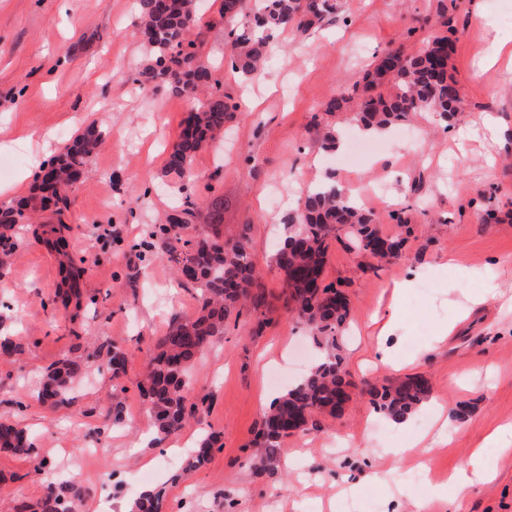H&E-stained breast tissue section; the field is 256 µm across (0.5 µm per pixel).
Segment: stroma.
<instances>
[{"label": "stroma", "mask_w": 512, "mask_h": 512, "mask_svg": "<svg viewBox=\"0 0 512 512\" xmlns=\"http://www.w3.org/2000/svg\"><path fill=\"white\" fill-rule=\"evenodd\" d=\"M331 19L297 36L275 34L261 79L243 83L227 71L223 26L200 27L212 76L239 109L220 141L198 153L189 177L164 173L167 156L190 114V100L169 89L137 90L131 81L143 60L133 21V0H0V205L15 203L8 189L24 172L38 173L85 124L106 133L71 195L66 248L84 258V288L91 302L77 322L55 304L60 285L56 255L34 241L28 226L0 278V327L18 336L23 351L0 361V422L27 429L38 453L27 457L0 449V512H15L45 493L52 473L78 472L84 493L74 512H120L144 486L166 491L165 512H343L337 476L355 481L362 512H413L427 490L401 473L415 463L405 440L376 411L365 383L399 382L424 375L429 398L414 421L433 422L435 410L448 419L451 443L427 458L432 478L450 469L493 429L512 422V0H334ZM455 34H448V27ZM451 42L449 71L464 110L451 125L417 113L409 127L371 138L369 158L351 161L348 144L357 126L352 110L328 113L324 103L336 88L360 79L390 49L420 53L436 36ZM420 131L417 152L404 148L405 129ZM335 131V150L321 147ZM341 180L352 196L382 185L386 194L369 199L382 236L399 229L393 213L405 211L412 232L401 259L363 272L347 243L332 242L324 279L349 302L350 333L342 346L355 387L340 413L317 415L309 435L281 444L273 471L249 464L248 443L267 412L262 396L277 393L269 378L284 347L296 345L309 361L319 349L280 298L282 277L274 240L288 233L283 210L271 208L273 187L294 192ZM224 198V233L247 230L251 258L270 294L271 322L251 336L245 321L226 333L194 368L191 395L209 394L203 421L189 420L176 432L188 453L203 431L220 433L223 447L195 471L166 465L148 442L154 422L137 383L157 336L175 317L194 314L195 288L175 280L167 261L146 253L136 260L130 247L148 240L154 224L176 200L192 195L196 224L206 232L204 208L210 194ZM137 279H129L130 263ZM410 279L399 302L396 357L405 368L368 367L378 340L380 317L394 282ZM444 335L431 346L435 335ZM127 355L120 381L92 365L70 405L51 411L26 393L42 372L72 348L94 353L100 344ZM123 387L125 415L112 423L107 410L115 387ZM466 407L464 419L452 411ZM403 449L400 460L385 456ZM390 472L388 481L363 479L365 463ZM493 480L459 492L447 487L446 510L424 512H512V453L485 457ZM111 481H99L103 470Z\"/></svg>", "instance_id": "1"}]
</instances>
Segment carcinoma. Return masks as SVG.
<instances>
[{"label": "carcinoma", "instance_id": "carcinoma-1", "mask_svg": "<svg viewBox=\"0 0 512 512\" xmlns=\"http://www.w3.org/2000/svg\"><path fill=\"white\" fill-rule=\"evenodd\" d=\"M247 0H221L216 23L229 26L227 33L232 69L245 80L261 74L271 50L274 33L291 29L305 35L335 11L331 0H263L250 19L239 24ZM141 39L148 55L134 82L140 88L167 87L175 92L195 93L211 84L212 74L203 56V44L190 39L196 22L195 0H135ZM448 37H437L432 46L415 54L399 50L383 53L373 68L353 84L341 87L325 104L327 113L341 111L352 101L354 120L362 127L390 128L417 112H432L448 123L462 109L457 83L448 73L443 55ZM217 88L190 115L191 131L181 132L166 160V170L179 178L191 171L193 158L206 149L233 119L236 106ZM101 134L93 126L77 135L64 152L52 159V178L41 181L40 208L61 217L69 206V192L81 179L86 160L95 152ZM29 203L21 199L14 206L0 208V270L10 262L16 248L15 228L30 221ZM209 232L194 236L196 212L185 197L157 224L152 240L131 247L134 255L148 248L167 260L177 274L188 270L187 283L198 291L199 309L191 317L175 318L158 337L155 350L139 389L147 400L158 434L165 437L180 430L189 418L202 420L210 404L204 395L188 402V376L209 346L224 335L225 324L243 312L252 317L250 333L259 335L269 322V302L256 267L244 243V235L224 236V198L213 196L208 204ZM284 222L297 226L276 253V266L283 274L285 304L310 330L312 338L326 349L324 360L312 367L295 387L273 402L258 429L252 447V461L264 470L270 466L281 442L297 431L316 427L318 413L335 414L349 399L342 342L349 326V307L344 295L324 283V269L330 241L347 239L359 256H381L390 260L400 255L404 240L383 238L376 215L357 205L334 185L306 191L298 205L288 211ZM68 225L63 221L50 228L53 237L43 242L57 251L65 247ZM66 288L57 295L63 308H80L81 283L87 272L84 260L70 257L63 267ZM21 351V343L10 334L0 335V359L8 361ZM103 358V365L117 381L125 374L127 357L119 347L98 348L92 356H71L48 369L40 387L29 398L48 407L68 403L75 384L88 372L90 358ZM431 387L422 375H412L397 385H370L371 403L392 421L412 414L430 395ZM223 448L220 434L203 436L189 454L186 465L199 469L212 453ZM0 449L33 456L35 442L16 425L0 424ZM81 486L71 480L48 484L36 507L21 504L17 512H72ZM163 492L150 489L139 494L136 512H161Z\"/></svg>", "mask_w": 512, "mask_h": 512}]
</instances>
